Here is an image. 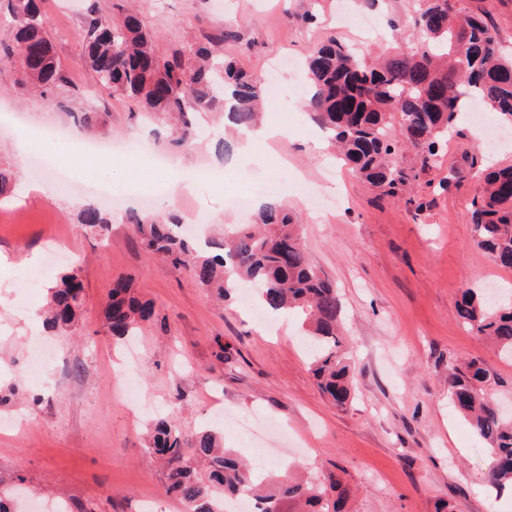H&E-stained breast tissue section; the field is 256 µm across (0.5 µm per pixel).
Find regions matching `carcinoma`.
<instances>
[{
  "instance_id": "cac0c4a2",
  "label": "carcinoma",
  "mask_w": 512,
  "mask_h": 512,
  "mask_svg": "<svg viewBox=\"0 0 512 512\" xmlns=\"http://www.w3.org/2000/svg\"><path fill=\"white\" fill-rule=\"evenodd\" d=\"M414 19L422 30L408 49L386 50L370 67L350 45L332 37L312 47L306 57L305 111L332 136L342 160L386 196L406 194L409 173L391 158L407 145L434 165L448 129L460 123L467 97L489 104L512 124V60L503 57L492 27L479 15L455 9L452 0H413ZM0 15L11 20L13 43L0 46V66L17 68L23 79L52 98L66 81L38 0H0ZM80 33L81 65L99 86L136 101L147 121L170 126L171 141L188 145L199 135L195 116L225 112L238 129L256 127L264 95L262 84L219 55L224 43L241 41L240 32L222 24L206 43L160 54L140 19L126 15L115 22L90 6ZM466 66L459 65V45ZM484 186L471 202L473 242L495 264L512 269V164L487 170ZM16 183V173L0 164V198ZM77 221L90 232L109 228L110 217L95 204L81 207ZM126 221L136 228L141 247L176 269L188 268L194 281L222 302L236 283L259 285L258 298L272 312H294L308 324L311 368L321 393L344 408L354 398L357 373L349 361L339 327L343 301L329 277L310 262L298 225L279 205H263L255 223L225 232L214 250L199 248L182 233L174 213L143 216L135 211ZM80 271L58 275L48 288L44 325L62 332L77 321L82 306ZM105 328L113 337L136 332L155 316L154 306L131 293V278L120 276L107 291ZM462 323L478 338L512 357V289L495 297L467 289L457 305ZM493 373L470 360L448 367V396L472 432L488 447L486 484L496 490L512 487V418L504 416L487 389ZM146 452L164 464L165 492L186 512H229L228 498L244 491L256 512H281L293 502L300 512H343L342 499H330L332 477L295 479L288 474L257 477L253 469L226 448L212 429L185 432L167 419L155 421ZM20 486L0 488V512H16Z\"/></svg>"
}]
</instances>
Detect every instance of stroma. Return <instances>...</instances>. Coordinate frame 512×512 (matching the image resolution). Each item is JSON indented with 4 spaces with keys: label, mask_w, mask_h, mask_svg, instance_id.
<instances>
[{
    "label": "stroma",
    "mask_w": 512,
    "mask_h": 512,
    "mask_svg": "<svg viewBox=\"0 0 512 512\" xmlns=\"http://www.w3.org/2000/svg\"><path fill=\"white\" fill-rule=\"evenodd\" d=\"M343 3L373 17L377 34L347 27ZM92 4L108 17L138 16L161 52L234 24L242 40L225 43L224 55L269 86L262 123L287 130V138L222 156L214 149L222 122L205 115L199 139L169 145L153 126L132 119L135 102L112 97L81 67V17ZM459 6L484 15L512 55V0ZM41 7L67 77L55 104L29 92L20 72L0 70V106L18 115L17 128L0 125V160L20 179L16 195L0 201V214L20 212L0 221V389L25 381L35 339L60 365V386L43 394L41 405H0V477H22L25 512H49V492L95 504L98 512H144L148 500L158 512H183L164 492L163 464L145 450L160 416L183 430L214 426L225 447L245 458L251 447L232 418L275 423L279 433L260 434L258 443L277 449L278 463L290 469L336 473L354 512H436L444 501L451 512H512V496L486 488V446L448 399L449 363L476 358L498 378L491 396L512 410V358L456 317L462 289L489 279L512 284V270L474 244L470 224L478 167L512 160V146L487 152L464 125L449 134L433 168L401 149L395 162L416 170L419 210L378 196L332 148L312 149L326 134L305 112L299 62L331 36L378 52L392 13L407 12V0L382 9L368 0H43ZM247 41L253 50H244ZM91 107L101 114L99 125L89 134L76 130L71 113ZM31 131L34 146L19 150L21 135ZM179 164L221 169L224 181L175 193ZM60 172L80 189L58 193ZM270 181L286 184L276 198L295 214L306 252L342 296L344 339L359 369L357 397L344 410L321 397L295 317L257 323L236 292L216 306L188 270L143 251L125 220L130 208L162 213L172 193L178 215L192 210L210 224H247L252 213L237 208L235 196ZM87 202L111 214L107 235H89L78 224ZM52 234L61 235L66 258L47 267L43 252ZM74 266L83 280L75 332L44 335L36 313L46 289L55 273ZM35 269L42 275L33 285L28 274ZM122 275L157 311L134 338L131 399L117 376L125 345L103 330L107 288Z\"/></svg>",
    "instance_id": "1"
}]
</instances>
